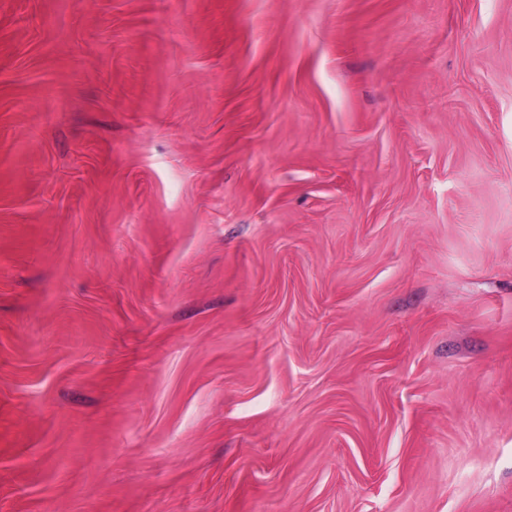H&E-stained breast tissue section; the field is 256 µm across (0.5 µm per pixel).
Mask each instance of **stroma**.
<instances>
[{"label": "stroma", "instance_id": "1", "mask_svg": "<svg viewBox=\"0 0 512 512\" xmlns=\"http://www.w3.org/2000/svg\"><path fill=\"white\" fill-rule=\"evenodd\" d=\"M0 512H512V0H0Z\"/></svg>", "mask_w": 512, "mask_h": 512}]
</instances>
